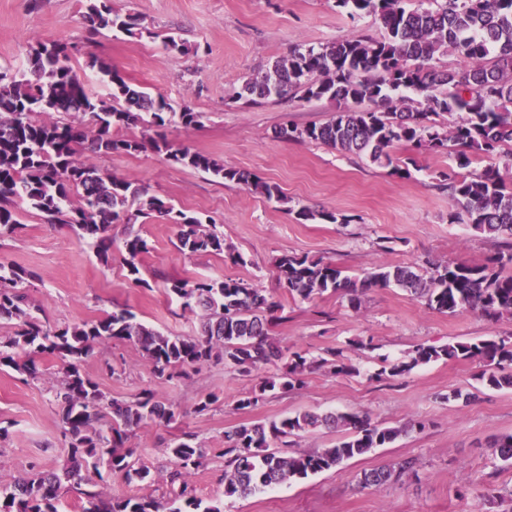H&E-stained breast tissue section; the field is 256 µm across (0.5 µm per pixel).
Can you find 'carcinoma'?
<instances>
[{
  "label": "carcinoma",
  "instance_id": "carcinoma-1",
  "mask_svg": "<svg viewBox=\"0 0 512 512\" xmlns=\"http://www.w3.org/2000/svg\"><path fill=\"white\" fill-rule=\"evenodd\" d=\"M352 17L371 14L379 20L380 36H343L317 46H295L271 69L246 80L238 97L257 104L275 97L336 102L339 109L328 122L305 128L282 127L280 138L315 141L380 166H393L390 148L410 143L434 150L458 147L460 168L473 157L494 154L512 144V0H421L416 8L406 0H336ZM85 20L92 31L110 27L128 36L142 34L133 14H114L107 0H86ZM454 53L459 65L440 70L437 56ZM72 47L35 40L29 50V70L21 76L0 73V236L20 224L16 200L66 224L82 239L92 241L104 262L112 248L110 228L161 217L179 227L181 246L192 254L224 252V234L203 228L188 216L131 183L104 175L94 158L110 153H134L144 148L136 139H116L112 128L130 125L163 127L168 104L126 82L94 54L88 66L98 68L112 85L108 99L94 98L70 66ZM463 112L465 118L446 130L438 118ZM170 160L210 172L227 182L280 198L278 186L253 173L228 167L188 147L164 144ZM451 201L448 222L463 219L486 236L503 239L488 262L453 261L435 264L427 275L409 266H380L361 278L343 274L336 265L306 256L284 255L276 263L277 280L289 294L304 300L332 291L355 306L373 288L397 285L424 299L440 313L477 310L490 320L512 313V192L506 191L497 170L486 168L448 178ZM125 267L138 286L140 256L148 242L138 234L124 242ZM32 272L22 266L0 265V321L15 322V330L0 336V366L35 378L39 359L52 355L63 365L55 392L63 436L70 456L54 470L35 466L7 485H0V512H60V492L68 484L83 485L82 512H222L221 500L197 497L189 483L202 465L203 452L191 436L171 446L172 468L167 481L179 491L166 502L150 493L107 497L93 474L105 467L127 480L153 482L150 470L135 466L133 450L125 447L130 433L146 424L169 423L173 405L150 390L123 403L106 399L81 365L100 342L134 344L153 363L160 378L172 380L187 367L212 360L249 375L282 359L284 369L260 378L255 388L237 400V408H254L273 391L303 386L305 376L325 366L337 374L354 368L331 351L312 358L293 352L285 356L270 336L279 306L264 290L240 279L169 281L171 294L183 308L201 311L197 336H167L134 321L124 311L96 321L53 329L31 312L23 285ZM463 359L486 364L479 375L490 390L512 388V337L487 336L474 342L444 346L421 345L408 361L382 367L379 375L401 377L419 364ZM333 425L341 429L336 445L290 455L270 447L284 439ZM414 428L379 427L360 412L321 415L301 412L269 423L241 425L224 432V495L248 496L285 482L305 479L394 442ZM495 460L512 464V434L490 442ZM412 468L406 460L365 471L359 483L379 488Z\"/></svg>",
  "mask_w": 512,
  "mask_h": 512
}]
</instances>
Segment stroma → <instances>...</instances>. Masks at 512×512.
<instances>
[{
	"instance_id": "1",
	"label": "stroma",
	"mask_w": 512,
	"mask_h": 512,
	"mask_svg": "<svg viewBox=\"0 0 512 512\" xmlns=\"http://www.w3.org/2000/svg\"><path fill=\"white\" fill-rule=\"evenodd\" d=\"M110 6L122 15L135 14L142 36L107 28L90 33L83 0H0V72L22 74L32 40L65 42L74 46L71 66L92 94L108 95L110 87L88 67L91 53L119 69L128 83L164 99L172 111L199 112V123L191 128L175 119L162 128L113 129L114 138L146 142V149L101 155L95 162L104 173L146 188L204 226H216L225 251L182 252L177 226L154 218L138 226L113 225L112 255L104 262L91 241L25 207L18 228L0 237V264L33 271L24 291L51 327L126 310L169 336L200 333L198 316L182 311L169 294V279H240L281 304L283 318L270 334L284 352L320 357L336 350L355 368L351 375L321 368L307 375L301 389L268 395L258 407L240 410L237 399L260 376L211 363L190 377L167 381L135 346L95 345L84 371L107 398L128 402L150 388L177 409L171 423L137 428L127 442L137 464L150 469L156 497L174 496L165 478L167 447L189 434L204 453L190 483L202 499L222 498L224 512H512V466L493 467L488 446L493 437L512 434V389L483 388L478 378L483 365L473 360H438L401 377L380 373L384 362L408 360L420 345L512 336V315L489 320L470 311L440 313L394 285L368 292L354 308L330 292L304 301L276 282V261L286 254L320 258L360 277L380 266L480 264L500 245L469 224L448 221V194L438 184L456 168L454 150L398 144L391 156L405 170L399 176L364 156L277 137L286 124L326 123L337 110L334 102L270 99L247 106L236 100L243 82L289 47L362 31L376 34V18L350 19L335 0H110ZM169 36L184 43L187 53L166 49ZM162 139L254 173L277 185L281 200L174 163L155 149ZM303 207L331 210L344 220L303 221L297 217ZM134 231L149 247L141 258L142 287L128 279L123 263L124 241ZM366 337L373 338L374 350L351 347V340ZM41 371L32 379L0 369V484L30 464L53 469L68 456L54 401L62 366L48 356ZM210 396L215 404L198 411V403ZM304 410L360 411L379 426L406 424L410 430L336 468L254 495L223 497L225 431ZM399 460L412 461L415 474L379 489L359 485L362 471ZM489 495L499 499L491 508L485 503Z\"/></svg>"
}]
</instances>
